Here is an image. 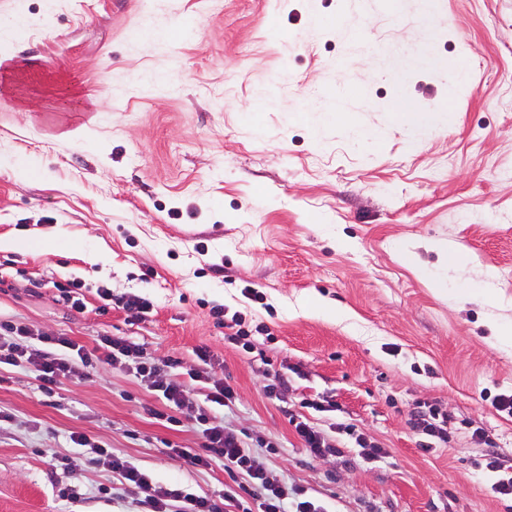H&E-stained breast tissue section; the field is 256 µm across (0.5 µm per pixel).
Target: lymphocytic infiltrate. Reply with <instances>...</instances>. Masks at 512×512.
<instances>
[{"label": "lymphocytic infiltrate", "instance_id": "lymphocytic-infiltrate-1", "mask_svg": "<svg viewBox=\"0 0 512 512\" xmlns=\"http://www.w3.org/2000/svg\"><path fill=\"white\" fill-rule=\"evenodd\" d=\"M7 338L0 342V364L33 365L43 388L55 386L61 377L76 373L78 364L98 361L105 364L125 360L136 374L151 379L154 386L176 407H193L194 399L181 385L163 381L167 370L176 368L174 360L160 365L140 362L138 344L109 336L101 337L95 350H87L64 336L41 335L37 346L27 345L28 331L23 327L6 326ZM206 439V455L179 449L180 457L195 466L207 468L220 460L228 473H240L245 481L238 488H230L223 502L180 486L163 487L155 484L147 474L123 457L113 455L111 449L94 447L97 456L108 458L113 479L120 485L134 488L142 512H326L319 502L305 497L298 488L270 478L263 464L247 451L238 435L227 429L223 421L199 411L196 416Z\"/></svg>", "mask_w": 512, "mask_h": 512}]
</instances>
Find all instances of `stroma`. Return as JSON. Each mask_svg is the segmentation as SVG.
I'll use <instances>...</instances> for the list:
<instances>
[{
  "instance_id": "obj_1",
  "label": "stroma",
  "mask_w": 512,
  "mask_h": 512,
  "mask_svg": "<svg viewBox=\"0 0 512 512\" xmlns=\"http://www.w3.org/2000/svg\"><path fill=\"white\" fill-rule=\"evenodd\" d=\"M436 2L0 0V239L28 243L0 249V324L133 341L179 359L171 379L200 402L229 387L206 412L327 512H512L485 467L491 450L512 466V415L493 405L512 344L490 339L512 321V0ZM184 18L194 33L171 42ZM420 51L430 68L413 69ZM403 106L456 121L419 131ZM102 285L151 313L101 306ZM217 305L253 350L225 341ZM425 403L447 440L415 428ZM298 421L341 455L312 458ZM78 433L161 486L219 500L232 484L176 456L203 451L201 425L127 363L49 392L5 365L0 512H136L133 488L99 495L110 464ZM74 482L83 499L63 501Z\"/></svg>"
}]
</instances>
